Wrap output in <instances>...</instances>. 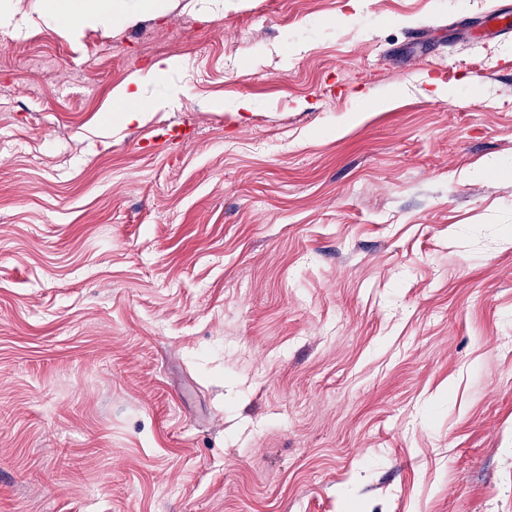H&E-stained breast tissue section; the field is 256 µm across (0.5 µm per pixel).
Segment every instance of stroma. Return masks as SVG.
<instances>
[{"label": "stroma", "mask_w": 512, "mask_h": 512, "mask_svg": "<svg viewBox=\"0 0 512 512\" xmlns=\"http://www.w3.org/2000/svg\"><path fill=\"white\" fill-rule=\"evenodd\" d=\"M496 3L57 32L17 0L0 512H512V34L467 36ZM180 63L174 59H165L153 64L147 72L146 77H135L128 86L118 91L117 96L121 102L118 112L112 114V128H127L128 126L140 124L147 117L149 111L158 102L156 95L146 97L142 88L146 84H153L156 87L168 88L165 84L167 78L180 70Z\"/></svg>", "instance_id": "1"}]
</instances>
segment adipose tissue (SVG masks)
I'll list each match as a JSON object with an SVG mask.
<instances>
[{
	"mask_svg": "<svg viewBox=\"0 0 512 512\" xmlns=\"http://www.w3.org/2000/svg\"><path fill=\"white\" fill-rule=\"evenodd\" d=\"M157 0H42L40 17L55 30L68 32L81 24L121 27L134 22L139 13L158 10ZM180 64L165 59L153 64L145 77H137L131 87L118 91L121 108L112 116L116 127L142 123L158 102L157 96H145V84L164 86L167 78L179 71Z\"/></svg>",
	"mask_w": 512,
	"mask_h": 512,
	"instance_id": "obj_1",
	"label": "adipose tissue"
}]
</instances>
